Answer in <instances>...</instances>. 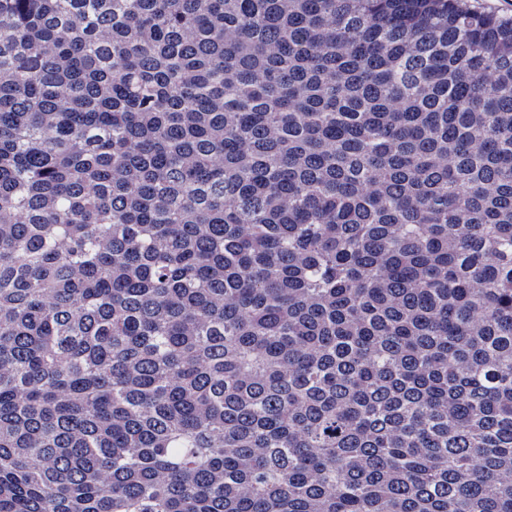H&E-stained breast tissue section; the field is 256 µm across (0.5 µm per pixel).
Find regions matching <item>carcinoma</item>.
<instances>
[{"instance_id": "cac0c4a2", "label": "carcinoma", "mask_w": 512, "mask_h": 512, "mask_svg": "<svg viewBox=\"0 0 512 512\" xmlns=\"http://www.w3.org/2000/svg\"><path fill=\"white\" fill-rule=\"evenodd\" d=\"M0 512H512V17L0 0Z\"/></svg>"}]
</instances>
